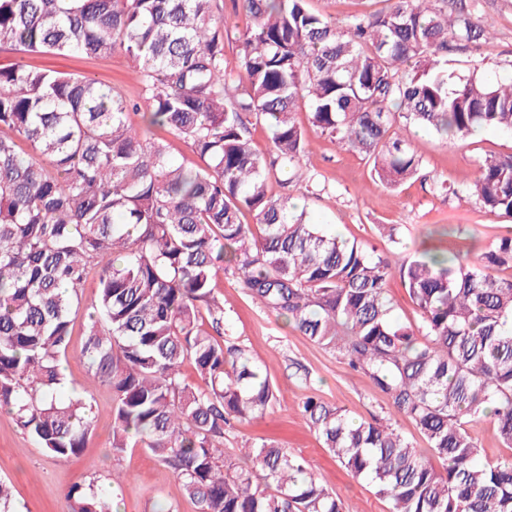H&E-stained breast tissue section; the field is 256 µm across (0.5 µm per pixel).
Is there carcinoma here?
Segmentation results:
<instances>
[{"label":"carcinoma","instance_id":"obj_1","mask_svg":"<svg viewBox=\"0 0 512 512\" xmlns=\"http://www.w3.org/2000/svg\"><path fill=\"white\" fill-rule=\"evenodd\" d=\"M234 2L244 27L218 24L219 0H0V50L120 51L146 105L91 78L0 68V406L48 455L81 452L92 406L58 391L71 315L95 268L99 309L82 356L93 380L112 385V447L148 449L198 512H353L275 443L250 446L242 466L225 461L224 427L263 414L279 393L224 337L214 281L227 261L253 298L367 376L426 437L438 468L390 424L303 403L326 447L390 512H512V455L482 459L468 430L490 416L512 450V277L489 273L512 268V236L476 258L425 249L396 269L268 190L275 169L317 186L301 165L302 104L392 190L419 173L416 128L453 147L483 128L512 130V80L448 69L454 51L491 39L476 0H381L342 19L309 0ZM227 42L238 46L234 70ZM139 113L201 164H176L135 124ZM259 124L269 159L251 147ZM22 142L44 161L23 156ZM468 193L512 218V153L487 156ZM396 270L417 327L391 318ZM187 360L197 386L182 375ZM67 498L71 512H113L103 489L75 486Z\"/></svg>","mask_w":512,"mask_h":512}]
</instances>
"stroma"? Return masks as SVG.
Wrapping results in <instances>:
<instances>
[{"label":"stroma","instance_id":"1","mask_svg":"<svg viewBox=\"0 0 512 512\" xmlns=\"http://www.w3.org/2000/svg\"><path fill=\"white\" fill-rule=\"evenodd\" d=\"M478 15L495 33L491 47L458 52L450 68L460 75L475 72L492 82L512 77V0H480ZM15 63L86 76L121 88L128 99L143 98L136 75L119 52L90 58L0 51L1 67ZM295 118L313 144L305 163L318 173L323 189L310 196L299 184L290 193L304 201L310 222L327 233L389 256L398 265L426 239L441 250L455 249L457 238L447 234L451 226L463 227L480 251L512 231V219L481 208L465 193L486 156L512 153V131H478L462 151L450 148L430 131H420L413 147L422 160V175L393 191L372 176L362 156L311 125L306 108H299ZM384 225L394 227V237L381 235ZM96 282V274H88L62 361L64 388L87 396L96 415L95 427L79 455L56 459L16 424L12 414L0 409V479L10 484L19 512H70L68 489L89 484L108 488L120 505L119 512H163L169 506L175 512H198L176 476L148 450L112 447V388L105 382H90L81 355L89 315L95 310ZM215 294L224 304L230 336L251 352L280 390L265 414L234 422L227 430L225 455L239 458L245 441L277 442L303 458L316 480L356 512H389L387 501L367 481L355 479L336 461L300 407L306 398L314 397L358 420L391 419L419 453L430 455L413 422L395 414L368 377L254 301L232 270L219 271Z\"/></svg>","mask_w":512,"mask_h":512}]
</instances>
